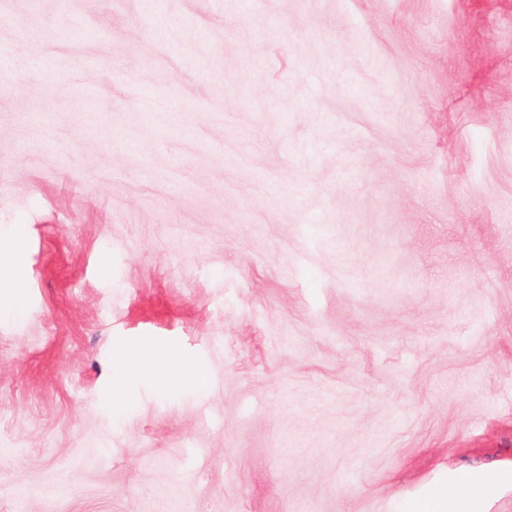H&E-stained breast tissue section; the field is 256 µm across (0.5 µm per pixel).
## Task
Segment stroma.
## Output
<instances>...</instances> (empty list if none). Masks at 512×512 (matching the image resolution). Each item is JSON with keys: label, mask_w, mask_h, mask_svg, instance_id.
I'll use <instances>...</instances> for the list:
<instances>
[{"label": "stroma", "mask_w": 512, "mask_h": 512, "mask_svg": "<svg viewBox=\"0 0 512 512\" xmlns=\"http://www.w3.org/2000/svg\"><path fill=\"white\" fill-rule=\"evenodd\" d=\"M1 237L0 512H512V0H0ZM0 284L5 288H11L15 295V316L18 319L23 318L25 314L24 304H23V291H24V283L19 278L12 275L9 271L2 268L0 270Z\"/></svg>", "instance_id": "1"}]
</instances>
